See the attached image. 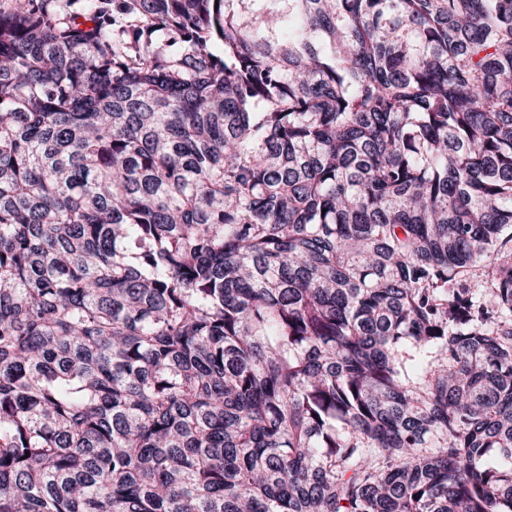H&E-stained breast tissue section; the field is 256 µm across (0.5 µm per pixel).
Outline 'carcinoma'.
<instances>
[{
    "mask_svg": "<svg viewBox=\"0 0 512 512\" xmlns=\"http://www.w3.org/2000/svg\"><path fill=\"white\" fill-rule=\"evenodd\" d=\"M0 512H512V0L0 5Z\"/></svg>",
    "mask_w": 512,
    "mask_h": 512,
    "instance_id": "1",
    "label": "carcinoma"
}]
</instances>
